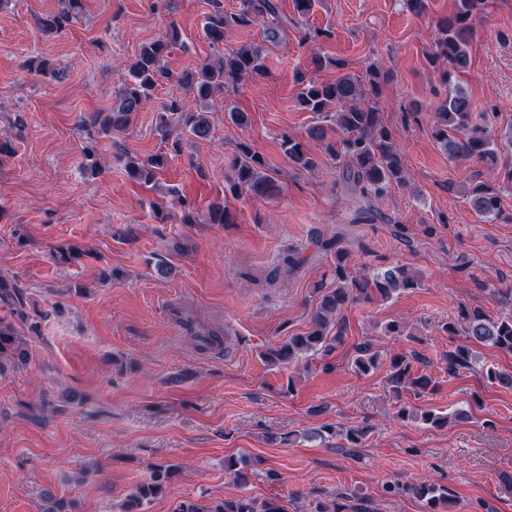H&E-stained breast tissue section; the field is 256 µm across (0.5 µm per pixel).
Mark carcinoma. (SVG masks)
Returning a JSON list of instances; mask_svg holds the SVG:
<instances>
[{
	"mask_svg": "<svg viewBox=\"0 0 512 512\" xmlns=\"http://www.w3.org/2000/svg\"><path fill=\"white\" fill-rule=\"evenodd\" d=\"M235 11L223 9L214 0L213 11L206 17L205 34L214 48L224 44V33L237 27L255 24L263 26L265 40L279 42L288 28V18L282 14L278 0H238ZM488 0H457L455 9L437 22V37L429 63L441 62L448 72L463 71L468 65V47L474 35L473 22L486 10ZM83 10L82 0H60V8L39 20L43 29H61L79 17ZM175 48H186L178 28L170 26L166 35L140 47L134 61L121 68L117 102L110 112H96L89 125L100 127L101 132L110 130L120 133L128 130L133 115L143 108L152 97L160 81L166 78L161 60ZM266 50L260 45H244L235 51L218 57L215 64L206 63L197 70L186 71L178 78L179 85L192 92L200 107L191 111L174 100L169 111L160 114V127L170 126L169 114L176 115L182 129L197 140H208L212 124L205 104L227 84H235L244 78L268 75ZM388 79L379 67L366 68L365 76L340 74L332 82L323 83L313 76L302 74L297 79L300 91L297 100L303 110L310 112L316 121L309 126L307 137L323 141L329 155L343 163L342 175L352 187H360L364 196L380 197L392 187L405 183L400 151L393 133L386 127L379 113L381 85ZM340 133L338 140L326 142L327 131ZM434 136L451 161L469 159H495L500 150L512 148V131L502 140L492 137L489 130L472 123L471 101L465 90L457 85L448 86V94L434 113ZM280 148L291 166L298 170L313 171L316 159L310 154L306 141L284 134ZM168 155L156 153L143 160L125 156L128 176L135 181L149 183L155 170L165 167ZM225 192L233 196L268 199L281 192L280 184L268 172L264 158L246 141L238 143V151L231 165V176L226 179ZM472 208L485 220L494 222L501 217L500 190L483 182L466 189ZM180 224H232L234 216L220 199L210 203L205 214H200L185 201L180 202ZM337 262L331 276L332 288L318 287L321 298L313 316L312 329L304 336H293L288 343L271 352L276 360L289 363L302 353L322 351L328 353L333 343H341L347 333L346 318L342 312L362 295L375 292L387 299L394 293L417 287L418 276L409 273L404 265L375 268L368 273L351 275L343 263V251L336 250ZM25 293L18 281L0 275V376L23 365L28 360L27 337L40 335V325L29 318L25 309ZM451 335L465 337L472 344L497 348L512 354V315L493 319L479 307L465 306L460 320L444 325ZM354 366L361 373L375 366L377 355L371 352L366 341L357 347ZM420 361L417 354L395 355L390 360L391 376L395 390L402 386L425 390L430 378L413 373V362ZM448 371L474 370L488 382L512 388V373L494 367L477 365L472 348L460 345L448 352ZM401 419H420L432 426H441L448 417L431 410L402 407L397 411ZM248 464L236 457L224 459V472L241 484L249 483ZM177 467L160 464L153 467L148 479L136 486L123 512H140L143 501L166 491ZM388 495L410 493L425 503L426 512H439L448 503V489L432 484H385ZM41 512H75L74 502L58 497L50 491L41 497ZM175 512H285L273 499L262 502L250 496L213 499L207 505L189 500L181 502Z\"/></svg>",
	"mask_w": 512,
	"mask_h": 512,
	"instance_id": "obj_1",
	"label": "carcinoma"
}]
</instances>
